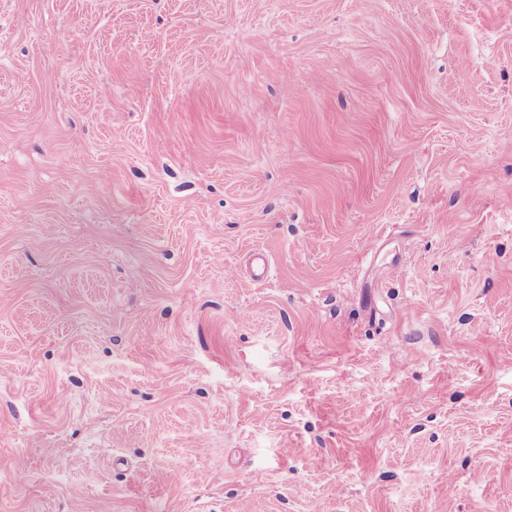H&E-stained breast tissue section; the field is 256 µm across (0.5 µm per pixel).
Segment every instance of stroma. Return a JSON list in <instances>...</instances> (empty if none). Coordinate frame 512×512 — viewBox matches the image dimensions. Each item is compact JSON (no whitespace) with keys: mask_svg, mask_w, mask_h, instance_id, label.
Returning <instances> with one entry per match:
<instances>
[{"mask_svg":"<svg viewBox=\"0 0 512 512\" xmlns=\"http://www.w3.org/2000/svg\"><path fill=\"white\" fill-rule=\"evenodd\" d=\"M0 512H512V0H0Z\"/></svg>","mask_w":512,"mask_h":512,"instance_id":"1","label":"stroma"}]
</instances>
